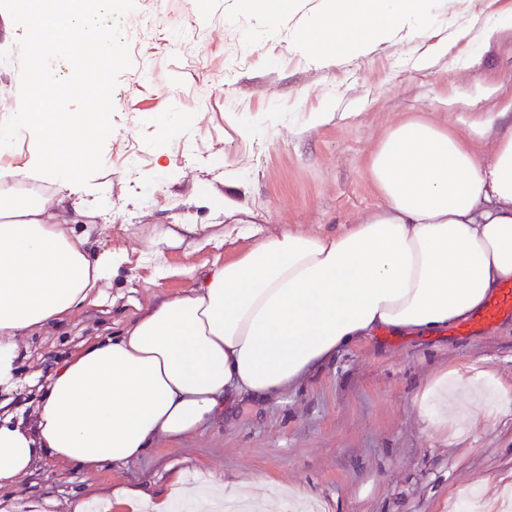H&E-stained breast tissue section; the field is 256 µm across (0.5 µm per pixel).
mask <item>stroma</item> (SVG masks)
I'll use <instances>...</instances> for the list:
<instances>
[{
    "instance_id": "35a3bbf8",
    "label": "stroma",
    "mask_w": 512,
    "mask_h": 512,
    "mask_svg": "<svg viewBox=\"0 0 512 512\" xmlns=\"http://www.w3.org/2000/svg\"><path fill=\"white\" fill-rule=\"evenodd\" d=\"M509 15L512 0H432L428 27L323 64L292 48L300 17L239 0H135L113 22L117 102L99 115L112 136L93 144L89 213L72 226L121 263L96 302L20 341L12 406L34 396V374L119 332L155 297L189 292L241 249L289 230L338 232L375 208L366 163L400 120L463 131L472 113L500 111L512 29L495 24ZM26 26L17 0H0V97L12 101L26 93ZM462 28L470 42H456ZM182 224L201 243L168 246ZM451 368L449 390L475 415L442 408L428 421L420 396ZM178 472L198 489L216 479L266 487L276 512H456L461 492L512 481V317L465 336L376 334L280 396H239L187 438H156L121 466L44 461L0 500L16 512L47 500V512H96L119 486L166 496Z\"/></svg>"
}]
</instances>
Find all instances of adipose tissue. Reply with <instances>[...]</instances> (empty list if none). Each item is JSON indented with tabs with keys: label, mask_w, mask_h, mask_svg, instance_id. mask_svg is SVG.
I'll use <instances>...</instances> for the list:
<instances>
[{
	"label": "adipose tissue",
	"mask_w": 512,
	"mask_h": 512,
	"mask_svg": "<svg viewBox=\"0 0 512 512\" xmlns=\"http://www.w3.org/2000/svg\"><path fill=\"white\" fill-rule=\"evenodd\" d=\"M431 0H322L296 48L315 59L366 55L427 20ZM32 43L77 36V14L51 19L32 0ZM32 91L16 127L40 146L0 170V390L17 389L22 336L89 303L119 258L89 253L61 229L82 212L105 139L95 115L111 103L106 69L62 85L43 56L29 59ZM80 100L71 112L64 99ZM490 140L488 157L475 143ZM381 204L341 232L268 236L213 265L190 292L155 298L120 335L90 340L39 384L27 418L0 415V486L38 462H128L161 435L196 433L237 392L273 397L383 330L432 334L468 320L512 281V111L477 113L462 133L421 116L389 127L368 157ZM62 181L64 194L23 198L5 182Z\"/></svg>",
	"instance_id": "obj_1"
}]
</instances>
